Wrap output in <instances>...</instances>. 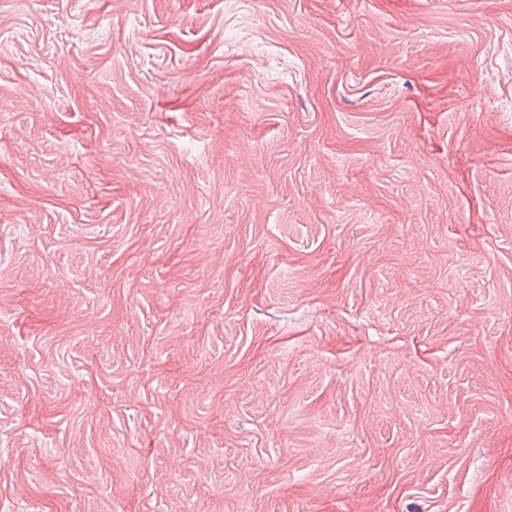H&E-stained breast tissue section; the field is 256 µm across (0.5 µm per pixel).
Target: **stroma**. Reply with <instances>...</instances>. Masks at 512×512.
Listing matches in <instances>:
<instances>
[{
  "label": "stroma",
  "mask_w": 512,
  "mask_h": 512,
  "mask_svg": "<svg viewBox=\"0 0 512 512\" xmlns=\"http://www.w3.org/2000/svg\"><path fill=\"white\" fill-rule=\"evenodd\" d=\"M512 0H0V512H512Z\"/></svg>",
  "instance_id": "stroma-1"
}]
</instances>
